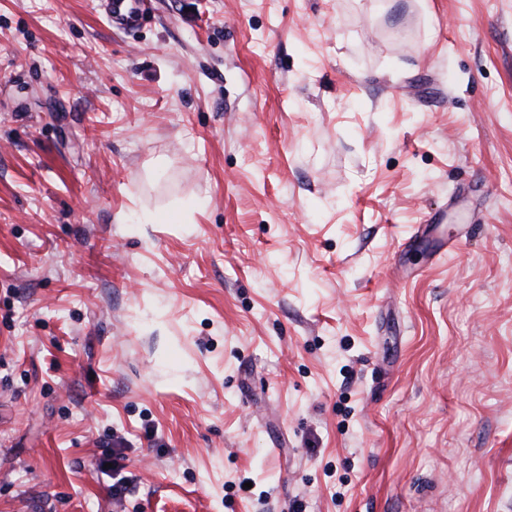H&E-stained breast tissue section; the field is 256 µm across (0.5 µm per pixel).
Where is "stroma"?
I'll use <instances>...</instances> for the list:
<instances>
[{"mask_svg": "<svg viewBox=\"0 0 512 512\" xmlns=\"http://www.w3.org/2000/svg\"><path fill=\"white\" fill-rule=\"evenodd\" d=\"M150 8L0 0V512H512V0ZM146 0H101V11L111 26H136L149 9Z\"/></svg>", "mask_w": 512, "mask_h": 512, "instance_id": "obj_1", "label": "stroma"}]
</instances>
